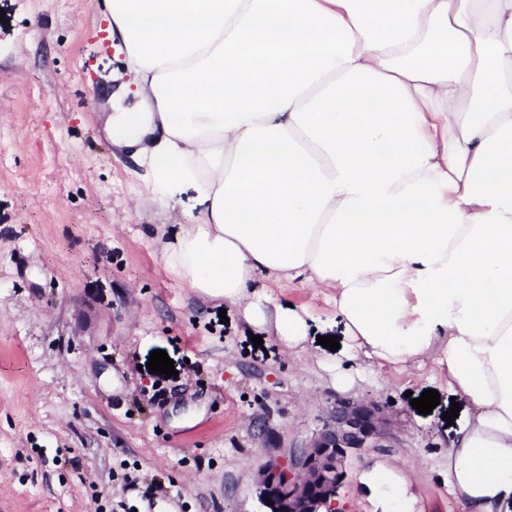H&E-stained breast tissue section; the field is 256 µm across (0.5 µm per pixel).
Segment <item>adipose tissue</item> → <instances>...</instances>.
<instances>
[{"mask_svg":"<svg viewBox=\"0 0 512 512\" xmlns=\"http://www.w3.org/2000/svg\"><path fill=\"white\" fill-rule=\"evenodd\" d=\"M131 75L108 117L162 258L288 350L325 294L350 361L429 365L476 413L448 444L465 512H512V0H104ZM378 512H414L381 460Z\"/></svg>","mask_w":512,"mask_h":512,"instance_id":"adipose-tissue-1","label":"adipose tissue"}]
</instances>
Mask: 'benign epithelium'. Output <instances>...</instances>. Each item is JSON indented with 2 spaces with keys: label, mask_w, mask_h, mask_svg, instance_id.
Segmentation results:
<instances>
[{
  "label": "benign epithelium",
  "mask_w": 512,
  "mask_h": 512,
  "mask_svg": "<svg viewBox=\"0 0 512 512\" xmlns=\"http://www.w3.org/2000/svg\"><path fill=\"white\" fill-rule=\"evenodd\" d=\"M387 438L377 403L336 401L298 461L285 465L269 459L260 466L258 498L264 512H336L349 458L363 448L383 447Z\"/></svg>",
  "instance_id": "1"
}]
</instances>
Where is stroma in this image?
Here are the masks:
<instances>
[{
    "label": "stroma",
    "mask_w": 512,
    "mask_h": 512,
    "mask_svg": "<svg viewBox=\"0 0 512 512\" xmlns=\"http://www.w3.org/2000/svg\"><path fill=\"white\" fill-rule=\"evenodd\" d=\"M107 26L102 0H0V512H259V465L298 459L340 399L380 404L391 436L350 458L341 512H371L373 458L399 464L420 512H464L441 440L473 409L446 422L428 367L360 371L335 309L297 283L274 289L309 313L310 355H289L167 268L151 224L174 237L203 204L180 187L157 216L109 139L128 76ZM157 349L174 376L147 370Z\"/></svg>",
    "instance_id": "obj_1"
}]
</instances>
